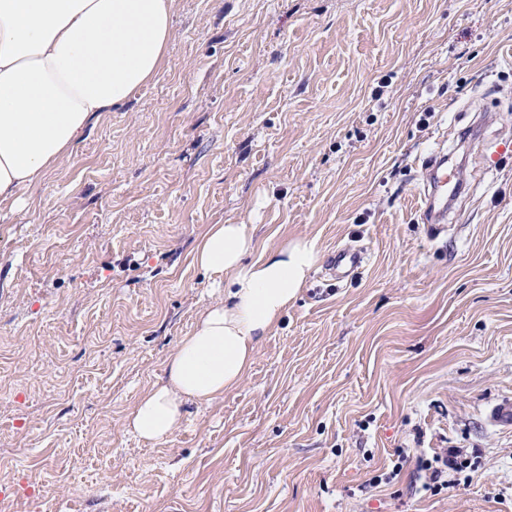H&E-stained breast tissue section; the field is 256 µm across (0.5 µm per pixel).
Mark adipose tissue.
Returning a JSON list of instances; mask_svg holds the SVG:
<instances>
[{"mask_svg":"<svg viewBox=\"0 0 512 512\" xmlns=\"http://www.w3.org/2000/svg\"><path fill=\"white\" fill-rule=\"evenodd\" d=\"M175 0H0V206L21 207L24 189L83 139L101 113L124 105L158 74L172 37ZM250 224H212L195 265L224 285L199 313L126 426L167 440L187 403L235 389L262 341L281 323L319 259L314 242L257 252Z\"/></svg>","mask_w":512,"mask_h":512,"instance_id":"adipose-tissue-1","label":"adipose tissue"}]
</instances>
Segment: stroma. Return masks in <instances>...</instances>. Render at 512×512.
<instances>
[{
	"mask_svg": "<svg viewBox=\"0 0 512 512\" xmlns=\"http://www.w3.org/2000/svg\"><path fill=\"white\" fill-rule=\"evenodd\" d=\"M460 192L420 213L433 156ZM0 212V512H512V0H175L157 78ZM211 224L319 260L240 385L128 431ZM363 250L339 281L329 258ZM455 448L470 486L423 488ZM408 460L389 483L398 450Z\"/></svg>",
	"mask_w": 512,
	"mask_h": 512,
	"instance_id": "1",
	"label": "stroma"
}]
</instances>
